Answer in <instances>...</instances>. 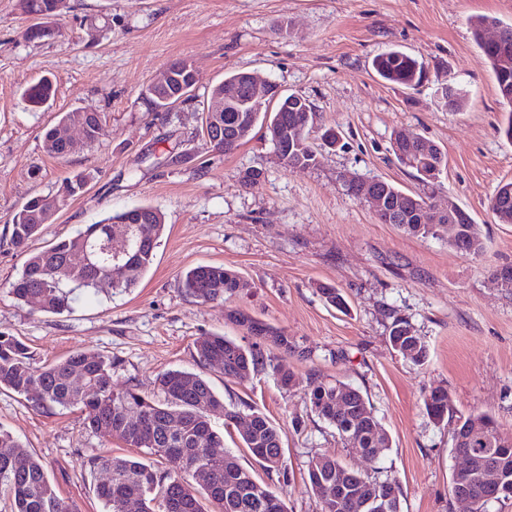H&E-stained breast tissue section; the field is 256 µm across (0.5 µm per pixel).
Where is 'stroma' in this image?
Listing matches in <instances>:
<instances>
[{"label":"stroma","instance_id":"35a3bbf8","mask_svg":"<svg viewBox=\"0 0 512 512\" xmlns=\"http://www.w3.org/2000/svg\"><path fill=\"white\" fill-rule=\"evenodd\" d=\"M55 36L28 39L21 0H0V333L19 337L36 363L77 350L110 356L112 375L142 394L157 393L167 369H199L197 338L221 334L243 346L254 338L224 312L240 309L285 330L296 347L264 351L293 373L284 389L271 374L225 380L202 370L225 404L251 405L282 431L288 478L275 482L288 512H316L308 462L326 454L399 484L402 512H466L451 494L457 460L453 423L429 418L424 394L445 388L457 414L487 412L512 434V288L496 278L512 267V224L489 209L496 187L512 181V142L498 128L504 107L491 70L479 59L469 20L512 24V0H70ZM399 50L423 60L431 80L415 88L388 83L373 58ZM187 60L199 81L192 102L162 121L141 92L171 63ZM245 70L312 106L316 126L341 141L311 142L317 166L285 167L263 127L231 153L205 152L200 129L211 89ZM452 77L463 109H443L437 77ZM50 78L49 108L33 109L24 90ZM104 112L98 141L58 158L43 147L57 113ZM416 133L446 159L429 185L401 166L394 134ZM262 172L257 186L241 180ZM90 175L86 192L19 250L10 243L14 214L29 198L67 177ZM381 178L436 205L454 200L484 243L461 254L445 237L405 233L379 223L348 191L343 175ZM149 204L167 228L153 263L126 293L78 296L68 312L40 311L9 294L29 253L115 211ZM199 265L236 272L237 295L205 302L183 291L180 276ZM337 288L347 311L326 303ZM406 319L427 348L425 361L404 358L389 341ZM360 389L391 446L365 461L310 408L313 379ZM0 427L42 464L58 495L78 512H102L84 459L98 448L123 454L122 443L90 432L78 410H42L0 388Z\"/></svg>","mask_w":512,"mask_h":512}]
</instances>
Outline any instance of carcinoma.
<instances>
[{
  "mask_svg": "<svg viewBox=\"0 0 512 512\" xmlns=\"http://www.w3.org/2000/svg\"><path fill=\"white\" fill-rule=\"evenodd\" d=\"M25 13L40 22L26 30L30 39H42L54 34L50 27L69 11V0H22ZM487 16L470 20L480 59L494 74L503 104L509 107L501 132H512V70L503 73L495 60L503 55L512 57V26L497 46H489L482 37ZM179 69L166 87H146L143 101L147 111L163 120L171 111L193 99L192 91L198 77L188 61L178 62ZM375 72L383 80L414 87L421 84L426 74L424 64L417 58L396 50L377 55L372 62ZM242 72H232L211 89V96L225 97L224 147L229 153L245 140L251 130L242 126L239 101L226 97L237 84ZM53 83L44 78L25 89L28 101L35 107L49 103L54 96ZM78 118L86 126L88 142L98 140L107 121L102 112L69 111L59 118L44 135V148L56 157L68 155L62 128ZM306 119L302 109H284L278 102L257 117L266 127L269 138L275 130L293 127ZM304 132L301 144L288 153L285 165L293 169H307L317 165L318 157ZM88 176L79 173L64 180L53 194L35 196L28 200L11 224V242L20 249L39 234L46 224L53 223L51 207L65 206L69 200L82 195ZM401 217L400 227L414 236H438L441 225L421 224L413 221L420 210L421 195L407 193L390 182H385ZM140 219L134 225L129 254L119 261L101 250L111 226H121L127 220ZM163 212L150 205H141L116 212L95 223L78 228L75 233L51 247L33 252L24 263L18 277L10 284V294L28 302L32 296L41 297V310L60 315L70 309L76 292L98 291L96 280L106 277L112 290L127 292L139 284L152 264L156 248L165 231ZM469 232L463 237L458 250L478 255L484 245L477 225L468 224ZM88 252L89 262L76 265L72 256ZM240 277L221 266L200 265L181 275L185 293L202 301H222L224 295L238 290ZM226 318L242 327L251 336L288 353L295 345L284 330L265 323L239 310H229ZM410 325L403 319L393 321L390 340L399 343L398 352L404 357L421 362L427 355L424 344H418L408 335ZM200 365L218 366L227 380H242L250 373L267 369L277 383L284 387L294 382L293 375L281 374L271 364L259 343L244 347L235 340L221 335L202 336L195 343ZM112 358L99 353L77 350L63 360L37 364L27 345L17 336L0 334V387L19 395L33 397L35 406L42 409L76 407L84 416V424L92 432H106L127 448L140 450L142 456H114L107 451H91L87 466L92 473L106 472L111 481L96 486L103 512H122L128 499L138 500L141 512H205L202 500H207L213 512H288L285 503L271 485L255 477L241 465L237 455L224 449V434L217 430L209 418L208 410L224 409L225 423H238L241 409L224 408L222 398L203 375L181 369H168L157 377L161 398L145 396L131 386H120L112 381ZM85 377V388L71 386L72 373ZM346 390L351 397L350 407L336 409V391ZM311 410L333 427L346 444L356 442L358 448L390 447V440L379 421L367 410L366 400L357 388L344 383H330L313 379L307 389ZM427 415L441 423L454 414L452 400L442 388L424 396ZM254 419L253 428L241 434L243 448L254 458L268 476L287 477L283 465L281 432L262 412L247 407ZM464 423L478 421L488 429L490 438L484 447L499 448L502 455V476L512 484V434L501 430L498 421L488 413L470 414ZM159 458L168 464L161 471L154 466ZM308 480L319 512H375V499L393 493V512H401L397 480L372 477L353 470L339 460L316 455L308 463ZM7 493L10 512H77L72 504L62 499L44 471L42 464L21 449L13 435L0 428V492ZM365 504L362 509L354 503Z\"/></svg>",
  "mask_w": 512,
  "mask_h": 512,
  "instance_id": "carcinoma-1",
  "label": "carcinoma"
}]
</instances>
